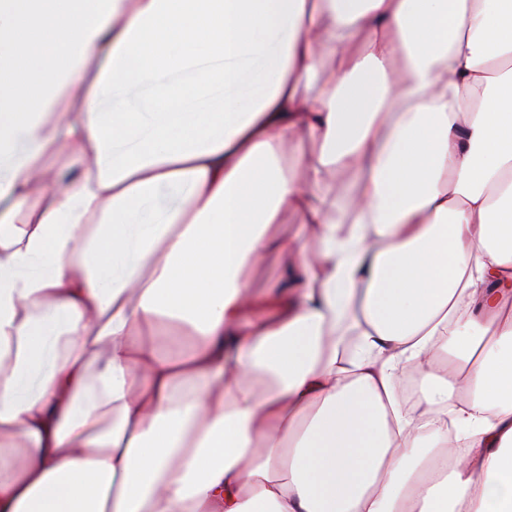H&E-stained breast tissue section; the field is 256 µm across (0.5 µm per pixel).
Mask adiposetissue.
Here are the masks:
<instances>
[{"instance_id": "1", "label": "adipose tissue", "mask_w": 512, "mask_h": 512, "mask_svg": "<svg viewBox=\"0 0 512 512\" xmlns=\"http://www.w3.org/2000/svg\"><path fill=\"white\" fill-rule=\"evenodd\" d=\"M0 512H512V0H0Z\"/></svg>"}]
</instances>
